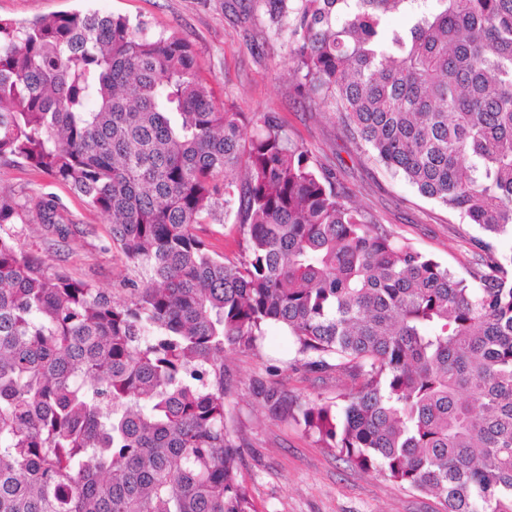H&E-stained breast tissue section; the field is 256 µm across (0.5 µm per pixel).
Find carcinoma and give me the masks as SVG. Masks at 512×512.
Returning <instances> with one entry per match:
<instances>
[{
    "label": "carcinoma",
    "instance_id": "carcinoma-1",
    "mask_svg": "<svg viewBox=\"0 0 512 512\" xmlns=\"http://www.w3.org/2000/svg\"><path fill=\"white\" fill-rule=\"evenodd\" d=\"M265 0L302 87L355 148L484 237L458 277L352 203L275 112L218 104L189 44L95 11L0 21V157L103 213L143 279L116 299L7 224L76 232L0 188V512H256L224 351L272 326L349 380L291 411L440 512H512V0ZM407 15L390 29L388 18ZM235 214L241 257L203 232Z\"/></svg>",
    "mask_w": 512,
    "mask_h": 512
}]
</instances>
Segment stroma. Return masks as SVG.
Masks as SVG:
<instances>
[{
    "label": "stroma",
    "mask_w": 512,
    "mask_h": 512,
    "mask_svg": "<svg viewBox=\"0 0 512 512\" xmlns=\"http://www.w3.org/2000/svg\"><path fill=\"white\" fill-rule=\"evenodd\" d=\"M235 0H0V18L31 20L92 9L144 21L152 33L176 35L196 54L200 76L221 102L237 111L275 112L294 139L336 173L352 201L375 215L396 239L437 258L456 275L473 260L467 238L481 236L469 224L421 197L338 136L334 115L298 93L287 34H275L263 0H251L248 16L236 17ZM0 187L17 200L50 193L67 209L77 232L55 242L38 225L15 230L25 248L57 270L89 282L105 294L127 297L128 282L141 278L112 246L106 217L48 174L24 160L0 158ZM229 436L241 453L240 470L257 512H437L436 500L403 489L375 471L351 467L320 447L293 419L271 416L256 395L259 384L278 383L297 404L331 401L340 381L310 373L288 337L269 330L259 351L224 355Z\"/></svg>",
    "instance_id": "1"
}]
</instances>
